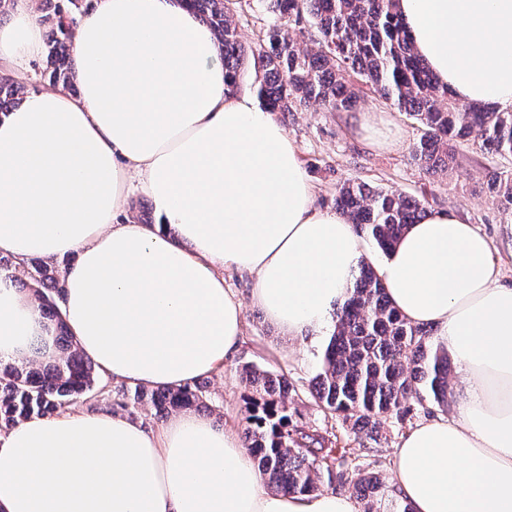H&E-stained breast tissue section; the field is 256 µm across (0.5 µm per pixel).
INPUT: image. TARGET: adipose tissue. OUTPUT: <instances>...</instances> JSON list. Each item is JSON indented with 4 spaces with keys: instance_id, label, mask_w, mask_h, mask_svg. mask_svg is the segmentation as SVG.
I'll use <instances>...</instances> for the list:
<instances>
[{
    "instance_id": "1",
    "label": "adipose tissue",
    "mask_w": 512,
    "mask_h": 512,
    "mask_svg": "<svg viewBox=\"0 0 512 512\" xmlns=\"http://www.w3.org/2000/svg\"><path fill=\"white\" fill-rule=\"evenodd\" d=\"M34 0H11L0 66L45 52ZM414 48L465 103L512 109V0H398ZM79 87L0 115V254L64 262L62 314L113 380L179 386L224 371L243 332L224 270L293 337L322 333L365 253L313 187L285 130L229 94L212 30L178 0H94L80 15ZM158 221L126 220L132 188ZM391 303L432 328L464 375L457 419L415 425L394 450L410 512H512V287L490 240L427 212L378 267ZM55 328L0 273V360L56 359ZM0 512H361L347 495L269 490L238 437L182 412L151 432L102 411L0 433Z\"/></svg>"
}]
</instances>
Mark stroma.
<instances>
[{"instance_id":"obj_1","label":"stroma","mask_w":512,"mask_h":512,"mask_svg":"<svg viewBox=\"0 0 512 512\" xmlns=\"http://www.w3.org/2000/svg\"><path fill=\"white\" fill-rule=\"evenodd\" d=\"M232 11L240 40L248 47L258 43L273 22L261 0H239ZM368 112L383 119L392 144H372L360 133V118ZM274 118L297 148L300 164L314 188L316 208L334 209L337 187L349 180L426 198L429 209L457 213L489 238L499 266V281L512 286V216L503 211L495 197L480 189L487 172L512 171V156L498 154L471 140L458 146L452 171L427 177L411 153L422 134L419 123L371 92L350 112H326L312 105H298L292 111L275 113ZM224 281L243 303L244 330L238 351L224 361L223 374L209 379L206 399L212 421L242 434L249 394L242 380L244 367L286 373L295 387L289 406L295 423L309 430L330 432L337 461L343 462L345 468L356 467L381 479L386 497L375 503L374 512H393L398 500L393 482L397 444L422 421L457 417V399H449L444 406L431 400L413 403L405 419L383 420L378 436H355L351 422L325 415L310 397L328 335L302 339L288 336L254 304L252 276L228 267Z\"/></svg>"}]
</instances>
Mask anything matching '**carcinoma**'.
<instances>
[{
	"mask_svg": "<svg viewBox=\"0 0 512 512\" xmlns=\"http://www.w3.org/2000/svg\"><path fill=\"white\" fill-rule=\"evenodd\" d=\"M183 2L216 35L228 91L236 93L244 71L253 68L252 89L269 112H288L296 103L350 112L365 86L421 124L413 157L429 176L451 169L457 144L470 138L512 156V111L461 103L440 87L414 53L396 0H262L275 23L249 50L239 40L226 0ZM89 4L90 0H39L42 21L49 27L47 68L40 76H49L57 85H73V36L78 16ZM284 21L306 23L299 33H307L317 49L301 47L282 27ZM28 93L27 83L0 77V115L22 103ZM485 181L488 191L512 213V172H489ZM336 209L348 217L357 234L387 253L411 224L424 217L426 200L346 182L336 190ZM26 278L23 285L36 294L42 314L56 321L58 343L66 346V354L43 367L0 362L1 432L31 416L71 411L88 395L108 392V385L96 384L93 362L73 350L56 303L64 293L58 268L32 260ZM429 336L430 330L410 324L391 304L377 270L360 262L348 297L336 308V328L310 391L314 404L327 414L354 420L356 432L370 435L383 417L405 419L413 399L448 403V352L432 346ZM244 374L257 396L247 407L243 442L259 471L283 493L320 490L336 458L325 446V436L293 423L288 377L253 367L245 368ZM204 398L205 386L195 382L151 391L123 387L116 406L130 412L149 402L162 418L176 410L203 407ZM347 483L368 503L384 493L375 475L358 472Z\"/></svg>",
	"mask_w": 512,
	"mask_h": 512,
	"instance_id": "cac0c4a2",
	"label": "carcinoma"
}]
</instances>
